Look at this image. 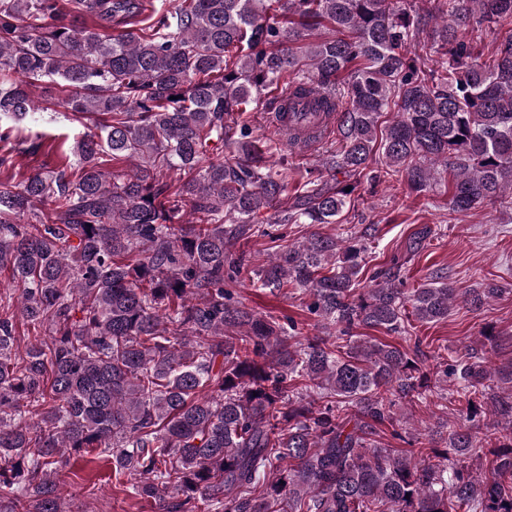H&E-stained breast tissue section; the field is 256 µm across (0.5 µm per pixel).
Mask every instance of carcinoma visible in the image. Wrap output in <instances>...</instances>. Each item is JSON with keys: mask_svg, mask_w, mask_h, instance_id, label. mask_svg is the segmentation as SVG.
Returning <instances> with one entry per match:
<instances>
[{"mask_svg": "<svg viewBox=\"0 0 512 512\" xmlns=\"http://www.w3.org/2000/svg\"><path fill=\"white\" fill-rule=\"evenodd\" d=\"M71 2L0 0V146L54 101L89 129L75 168L0 190V512H70L60 470L93 453L158 512H512L498 334L431 369L410 335L503 289L408 290L396 258L360 288L364 239L316 230L365 179L417 196L442 181L451 214L512 204V0ZM494 27L483 62L472 33ZM262 101L296 138L334 115L329 177L289 188L292 153L248 116ZM290 224L315 230L290 243ZM246 286L302 291L342 335L299 336L235 300ZM450 378L456 422L375 445L396 400Z\"/></svg>", "mask_w": 512, "mask_h": 512, "instance_id": "1", "label": "carcinoma"}]
</instances>
